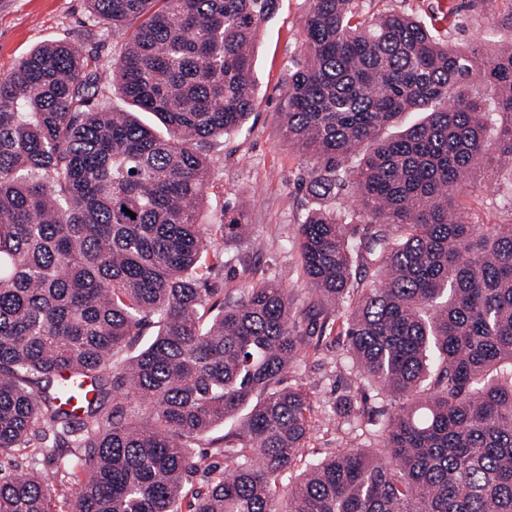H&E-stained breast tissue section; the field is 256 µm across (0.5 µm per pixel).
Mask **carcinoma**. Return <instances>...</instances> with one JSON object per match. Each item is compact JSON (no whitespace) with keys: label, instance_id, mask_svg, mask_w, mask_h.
Listing matches in <instances>:
<instances>
[{"label":"carcinoma","instance_id":"obj_1","mask_svg":"<svg viewBox=\"0 0 512 512\" xmlns=\"http://www.w3.org/2000/svg\"><path fill=\"white\" fill-rule=\"evenodd\" d=\"M86 3L125 35L111 64L51 42L0 77V455L58 460L68 512H512V224L459 203L483 161L512 164V48L311 0L282 130L313 160L306 191L354 193L363 227L329 207L300 224L302 309L273 280L226 304L205 282L245 217L201 222L211 150L253 111L276 0ZM404 112L424 119L382 136ZM300 318L401 401L373 445L309 459V393L281 383L307 354ZM244 406L219 470L192 445ZM336 415L365 417L359 390ZM0 512H55L53 491L1 475Z\"/></svg>","mask_w":512,"mask_h":512}]
</instances>
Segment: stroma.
<instances>
[{"instance_id": "1", "label": "stroma", "mask_w": 512, "mask_h": 512, "mask_svg": "<svg viewBox=\"0 0 512 512\" xmlns=\"http://www.w3.org/2000/svg\"><path fill=\"white\" fill-rule=\"evenodd\" d=\"M366 16L389 12L415 16L433 26L437 39L464 47L481 37L512 41V0H358ZM310 0H277L274 14L261 26L253 57L257 85L254 110L242 132L226 135L215 153L214 175L203 206V221L220 224L225 210L242 212L253 245L224 237V269L214 272L209 287L218 295L237 296L249 282L272 279L303 294L305 283L294 248L298 226L320 205L303 185L308 161L284 138L279 111L288 64L299 54L302 26ZM63 42L81 52H96L101 61L118 54L122 39L102 37L86 0H0V75L9 74L35 47ZM479 223L512 220V168H496L489 186L476 189L467 200ZM305 359L283 376L287 385L306 384L313 406L310 456L320 459L345 445L349 430L339 422L334 405L349 390H358L374 418L395 406L379 390L342 364L341 342L310 337ZM0 468L15 475H41L60 496L65 512L68 483L56 460L32 457L21 450L0 458Z\"/></svg>"}]
</instances>
